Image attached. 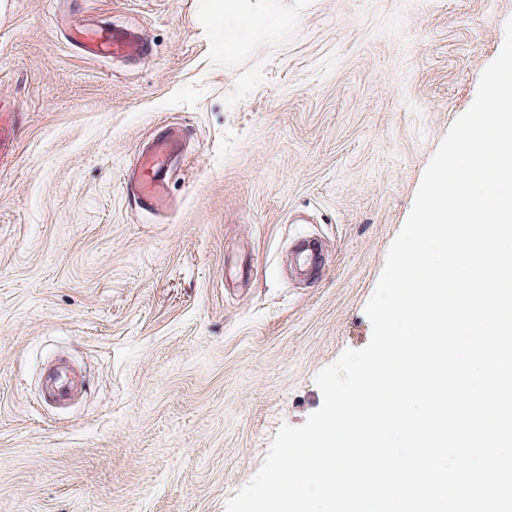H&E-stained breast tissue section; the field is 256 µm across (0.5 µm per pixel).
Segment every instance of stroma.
Returning <instances> with one entry per match:
<instances>
[{"mask_svg":"<svg viewBox=\"0 0 512 512\" xmlns=\"http://www.w3.org/2000/svg\"><path fill=\"white\" fill-rule=\"evenodd\" d=\"M235 54L204 0H0V512H226L365 307L424 171L499 54L512 0H250ZM134 26L86 59L66 20ZM182 134L165 201L129 175ZM323 267L302 277L294 243ZM58 360L83 386L46 402Z\"/></svg>","mask_w":512,"mask_h":512,"instance_id":"obj_1","label":"stroma"}]
</instances>
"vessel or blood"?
Segmentation results:
<instances>
[{"mask_svg": "<svg viewBox=\"0 0 512 512\" xmlns=\"http://www.w3.org/2000/svg\"><path fill=\"white\" fill-rule=\"evenodd\" d=\"M70 42L89 59H135L144 56L148 51V44L139 32L128 28H115L96 19L87 20L77 27ZM179 147L178 134L169 130L140 152L134 168L135 192L143 206L153 208L162 203L167 181L164 160L173 156ZM73 388L74 380L67 369H56L47 379L46 392L54 400L67 399Z\"/></svg>", "mask_w": 512, "mask_h": 512, "instance_id": "vessel-or-blood-1", "label": "vessel or blood"}]
</instances>
